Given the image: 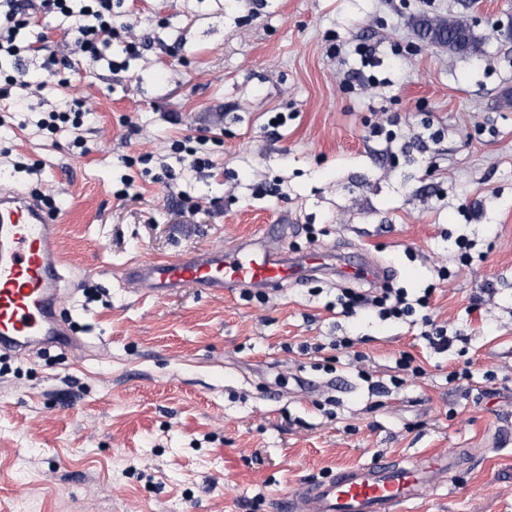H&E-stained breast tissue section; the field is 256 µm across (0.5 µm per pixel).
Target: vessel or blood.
<instances>
[{
  "instance_id": "obj_1",
  "label": "vessel or blood",
  "mask_w": 512,
  "mask_h": 512,
  "mask_svg": "<svg viewBox=\"0 0 512 512\" xmlns=\"http://www.w3.org/2000/svg\"><path fill=\"white\" fill-rule=\"evenodd\" d=\"M283 227L238 240L221 253L171 260H139L122 270L124 281L146 282L164 294L181 288L209 293L243 288L278 289L312 273L350 280L381 279L383 268L360 252L314 250L298 259L280 248ZM64 263L58 226L31 196H0V350L28 351L36 344H71L56 315ZM460 451L382 456L339 469L328 481H303L277 501V512H400L424 487H444L464 464Z\"/></svg>"
}]
</instances>
